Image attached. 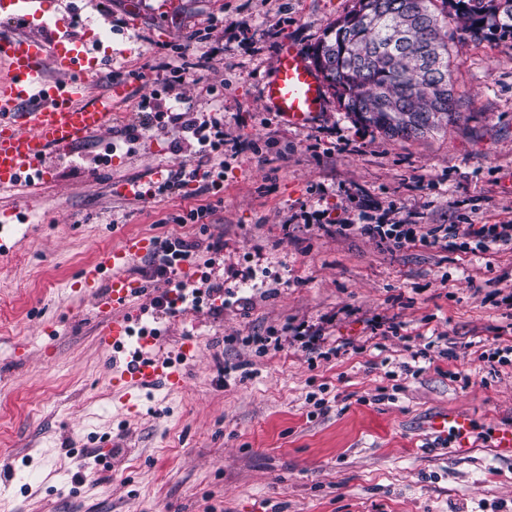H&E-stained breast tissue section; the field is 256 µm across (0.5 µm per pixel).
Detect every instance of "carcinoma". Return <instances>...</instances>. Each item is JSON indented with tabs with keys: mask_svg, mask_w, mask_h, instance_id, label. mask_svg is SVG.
Instances as JSON below:
<instances>
[{
	"mask_svg": "<svg viewBox=\"0 0 512 512\" xmlns=\"http://www.w3.org/2000/svg\"><path fill=\"white\" fill-rule=\"evenodd\" d=\"M450 17L479 39H512V0H355L313 48V65L358 123L423 137L457 116Z\"/></svg>",
	"mask_w": 512,
	"mask_h": 512,
	"instance_id": "1",
	"label": "carcinoma"
}]
</instances>
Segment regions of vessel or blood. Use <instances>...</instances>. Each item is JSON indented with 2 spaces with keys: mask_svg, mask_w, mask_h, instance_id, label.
Segmentation results:
<instances>
[{
  "mask_svg": "<svg viewBox=\"0 0 512 512\" xmlns=\"http://www.w3.org/2000/svg\"><path fill=\"white\" fill-rule=\"evenodd\" d=\"M0 191L22 188L24 173L41 169L50 152L69 153L112 127V115L89 108L83 99L89 75L98 63L78 49L54 39H32L0 33ZM325 85L306 55L294 44L277 55L271 77L263 87L270 111L294 124L313 122L324 102ZM151 239L135 236L101 252L85 267L72 286L78 294L98 296L95 317L97 341L105 352L123 345L130 325L140 312L137 287L125 272L136 259L152 253ZM194 353L192 342L180 346L181 363L144 354L128 357L112 367V385L124 408L134 409L138 392L164 387L174 392L185 387V360ZM438 435L453 438L456 453L472 448L468 418L446 411L430 424Z\"/></svg>",
  "mask_w": 512,
  "mask_h": 512,
  "instance_id": "b4317fda",
  "label": "vessel or blood"
}]
</instances>
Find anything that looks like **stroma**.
Here are the masks:
<instances>
[{"instance_id":"stroma-1","label":"stroma","mask_w":512,"mask_h":512,"mask_svg":"<svg viewBox=\"0 0 512 512\" xmlns=\"http://www.w3.org/2000/svg\"><path fill=\"white\" fill-rule=\"evenodd\" d=\"M354 4L13 6L30 17L28 34L70 18L53 35L97 55L86 99L111 113L112 131L48 155L37 212L0 223L14 248L0 258V467L11 469L0 512H512V459L492 450L512 427V248L421 242L454 224H512V40H478L449 20L459 117L417 139L356 123L331 92L308 125L269 112L262 85L280 48L312 52ZM101 29L112 32L106 51L90 39ZM181 51L210 56L178 88L186 105L198 120L222 117L225 142L244 148L225 151L218 193L129 200L124 181L148 184L157 168L179 166L167 127L133 143L122 130L148 90L168 98V75L153 64ZM201 205L211 213L181 223ZM363 224H410L418 240L391 250ZM141 234L199 240L181 270L223 291L176 313L155 309L164 287L148 259L128 268L143 324L160 334L156 353L173 359L181 341L196 345L182 392H143L128 411L97 342L95 299L69 286L99 252ZM215 238L224 250L213 257ZM410 360L417 376L402 369ZM448 409L472 422L468 455L428 436ZM89 452L102 462L76 481Z\"/></svg>"}]
</instances>
